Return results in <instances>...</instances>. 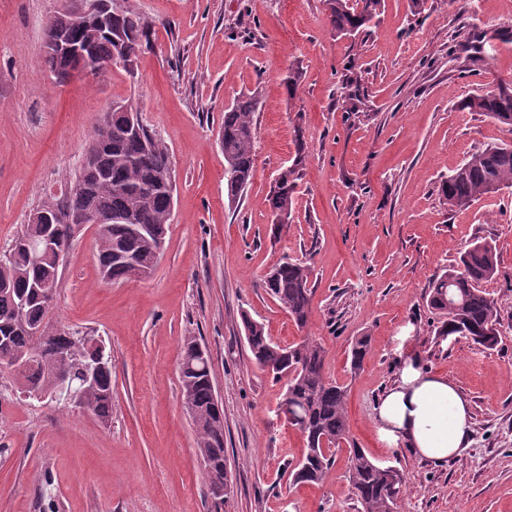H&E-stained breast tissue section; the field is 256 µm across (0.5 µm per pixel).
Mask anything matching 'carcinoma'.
I'll return each mask as SVG.
<instances>
[{"mask_svg": "<svg viewBox=\"0 0 512 512\" xmlns=\"http://www.w3.org/2000/svg\"><path fill=\"white\" fill-rule=\"evenodd\" d=\"M81 0H69L55 15L54 28L46 36L64 37L74 43H90L96 57H112L114 43L92 28H73L72 16ZM331 25L343 36L367 32L379 14L381 0H325ZM152 21L129 0H121L112 15V31L123 36L133 57L150 45ZM43 60L55 80L68 82V62L57 53H44ZM261 99L253 92L224 109L221 141L224 152V179L227 197L241 198L254 175L256 119ZM462 107L482 112L487 117L512 126V85L504 84L483 94L473 95ZM129 119L116 116L112 137L100 153L95 166L81 168L64 189L45 198L40 210L60 218L92 213L111 219L101 226L96 251L105 281L132 279V264L155 266L172 221L173 197L164 175L172 173L167 144L136 120L137 129H125ZM304 161L302 143L296 144L294 163L275 180L268 199L274 219L288 223L300 168ZM76 183L84 185L78 192ZM512 185V144L487 145L473 152L440 186L443 199L453 210H463L483 196ZM43 224H28L13 239L8 257L0 255V356L31 360L15 373L23 392L53 390L57 355H70L71 371L81 373L86 351L73 334L58 332L48 320L49 310L37 299L40 286L59 287L60 267L48 250ZM498 275L495 247L476 241L465 249L457 265L436 276L429 286L428 307L440 316L438 334L459 336L473 345L490 350L499 343L497 302L483 284ZM311 268L306 263L284 258L262 280V288L288 311L303 328L310 318L312 299ZM245 339L253 359L276 379L287 380L288 413L307 440V452L300 466L288 465L292 483L318 484L335 463L336 450L347 445L348 478L361 505L360 512H396L406 489L402 472L389 475L386 467L369 459L350 439L345 410V387L325 374L326 351L321 343L305 338L283 346L271 338L264 326L243 315ZM366 336L356 339L351 349V367L358 368L369 352ZM201 346L193 337L184 341L180 371L182 392L195 402L193 424L199 456L215 463L224 461V427L215 426L224 413L216 410L215 387L211 371L199 363ZM96 385L84 393V409L101 420L112 415V359L105 357Z\"/></svg>", "mask_w": 512, "mask_h": 512, "instance_id": "cac0c4a2", "label": "carcinoma"}]
</instances>
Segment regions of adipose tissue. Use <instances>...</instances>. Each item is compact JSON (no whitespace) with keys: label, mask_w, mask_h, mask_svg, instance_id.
I'll use <instances>...</instances> for the list:
<instances>
[{"label":"adipose tissue","mask_w":512,"mask_h":512,"mask_svg":"<svg viewBox=\"0 0 512 512\" xmlns=\"http://www.w3.org/2000/svg\"><path fill=\"white\" fill-rule=\"evenodd\" d=\"M383 441L406 442L419 456L442 462L461 455L470 434L467 402L447 378L423 373L417 362L404 364L398 381L376 408Z\"/></svg>","instance_id":"adipose-tissue-1"}]
</instances>
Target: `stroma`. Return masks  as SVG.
I'll return each mask as SVG.
<instances>
[{
	"instance_id": "1",
	"label": "stroma",
	"mask_w": 512,
	"mask_h": 512,
	"mask_svg": "<svg viewBox=\"0 0 512 512\" xmlns=\"http://www.w3.org/2000/svg\"><path fill=\"white\" fill-rule=\"evenodd\" d=\"M62 0H0V250L81 165L102 112L136 108L169 146L176 190L164 248L149 277L101 278L96 228L75 229L55 327L112 353V416L22 393L0 368V512H211L194 424L181 404L185 337L208 351L224 408L233 491L224 512H358L345 452L323 480L290 484L284 465L306 440L277 414L285 384L252 358L243 316L288 345L310 336L326 374L347 386V420L372 460L401 469L399 512H512V187L466 210L442 180L471 153L512 143V127L461 102L512 84V0H383L369 32L345 37L324 0H134L154 22L151 50L58 84L42 62L45 23ZM299 71L288 97L282 80ZM360 77L352 112L342 84ZM259 92L255 173L239 205L224 187V110ZM307 154L291 216L272 232L267 199L296 142ZM495 245L484 288L501 340L485 350L438 333L429 281L475 239ZM312 269L306 327L261 288L283 258ZM368 335L359 371L352 341ZM448 378L469 404L472 434L435 464L387 445L375 406L405 356Z\"/></svg>"
}]
</instances>
